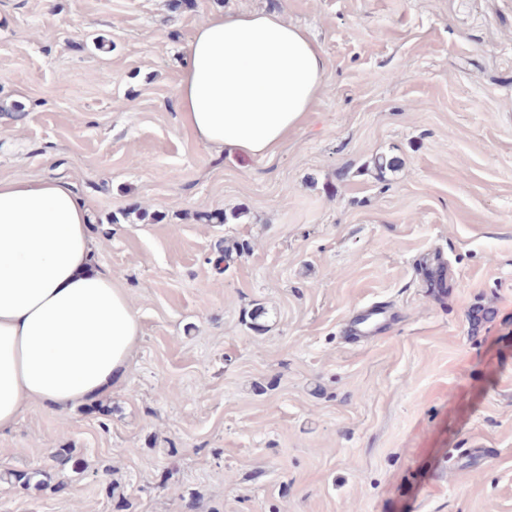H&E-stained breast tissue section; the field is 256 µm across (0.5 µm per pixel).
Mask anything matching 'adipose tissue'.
I'll list each match as a JSON object with an SVG mask.
<instances>
[{
  "instance_id": "adipose-tissue-1",
  "label": "adipose tissue",
  "mask_w": 512,
  "mask_h": 512,
  "mask_svg": "<svg viewBox=\"0 0 512 512\" xmlns=\"http://www.w3.org/2000/svg\"><path fill=\"white\" fill-rule=\"evenodd\" d=\"M188 53L183 126L247 156L274 155L326 86L320 46L276 13L213 16ZM139 335L126 290L95 262L88 205L55 179H0V433L31 403L111 392Z\"/></svg>"
}]
</instances>
